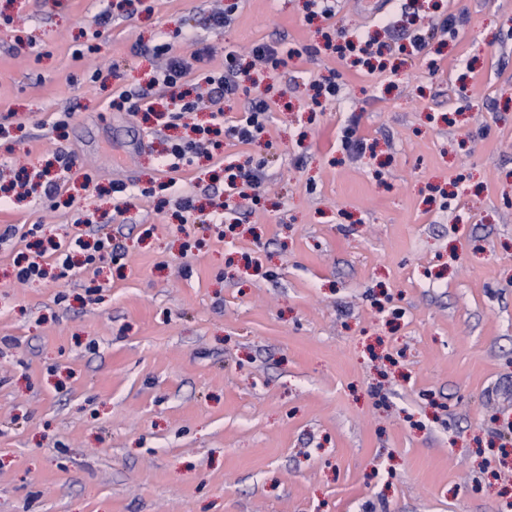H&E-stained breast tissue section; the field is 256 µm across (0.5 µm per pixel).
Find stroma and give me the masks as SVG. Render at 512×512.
<instances>
[{
    "label": "stroma",
    "mask_w": 512,
    "mask_h": 512,
    "mask_svg": "<svg viewBox=\"0 0 512 512\" xmlns=\"http://www.w3.org/2000/svg\"><path fill=\"white\" fill-rule=\"evenodd\" d=\"M236 3L0 0V165L32 186L0 208V512H512V0H419L455 36L374 71L326 39L388 42L398 0ZM161 42L277 47L221 102L266 133L171 170L183 128L112 104ZM102 231L111 259L17 282ZM263 163L258 162L254 166L248 168L241 166H228L224 169V186L225 192H228L230 196L234 193L241 195L243 192L238 190V182L242 185L253 186L257 185L263 177Z\"/></svg>",
    "instance_id": "35a3bbf8"
}]
</instances>
